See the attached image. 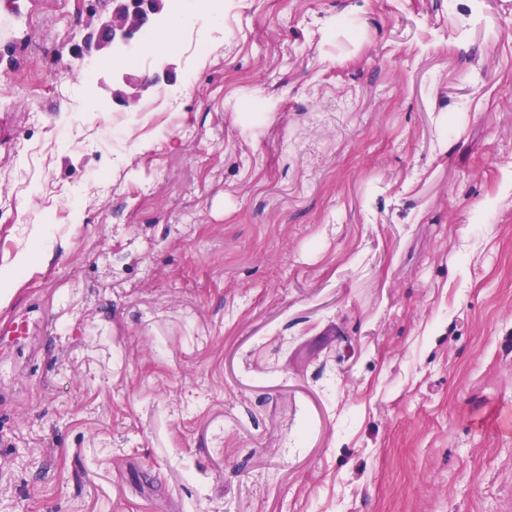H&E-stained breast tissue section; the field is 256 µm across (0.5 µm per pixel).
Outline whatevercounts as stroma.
Wrapping results in <instances>:
<instances>
[{
    "label": "stroma",
    "mask_w": 512,
    "mask_h": 512,
    "mask_svg": "<svg viewBox=\"0 0 512 512\" xmlns=\"http://www.w3.org/2000/svg\"><path fill=\"white\" fill-rule=\"evenodd\" d=\"M10 17L0 512H512V0H218L175 112ZM29 265V255L27 251L20 252L15 261L8 266L0 268V305L8 302L10 288H13L18 282L22 271ZM36 310L24 309L12 315L7 320L0 322V335L5 336H28L30 334V315Z\"/></svg>",
    "instance_id": "obj_1"
}]
</instances>
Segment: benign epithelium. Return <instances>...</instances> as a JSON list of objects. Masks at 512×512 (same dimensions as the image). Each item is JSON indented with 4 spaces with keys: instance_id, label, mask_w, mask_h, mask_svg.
Here are the masks:
<instances>
[{
    "instance_id": "obj_1",
    "label": "benign epithelium",
    "mask_w": 512,
    "mask_h": 512,
    "mask_svg": "<svg viewBox=\"0 0 512 512\" xmlns=\"http://www.w3.org/2000/svg\"><path fill=\"white\" fill-rule=\"evenodd\" d=\"M167 0H105L87 12L95 21L91 36L68 47V54L91 59L96 64L99 83L111 92L112 103L133 108L141 92L175 80L174 64L163 62L153 72L133 75L118 64L117 50L137 40L142 30L156 24L165 13Z\"/></svg>"
}]
</instances>
